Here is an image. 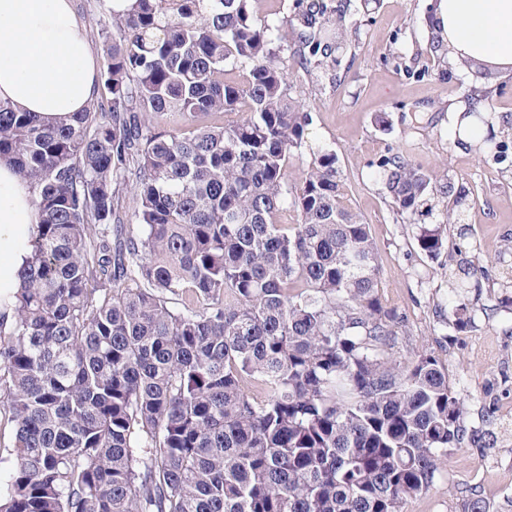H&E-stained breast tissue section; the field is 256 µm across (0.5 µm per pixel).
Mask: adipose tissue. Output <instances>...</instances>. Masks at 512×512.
Wrapping results in <instances>:
<instances>
[{
	"mask_svg": "<svg viewBox=\"0 0 512 512\" xmlns=\"http://www.w3.org/2000/svg\"><path fill=\"white\" fill-rule=\"evenodd\" d=\"M436 20L453 64L512 73V0H439ZM98 70L72 0H0V100L45 122L93 102ZM35 188L0 158V295L19 286L37 223Z\"/></svg>",
	"mask_w": 512,
	"mask_h": 512,
	"instance_id": "1",
	"label": "adipose tissue"
}]
</instances>
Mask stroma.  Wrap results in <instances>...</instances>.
<instances>
[{"instance_id": "obj_1", "label": "stroma", "mask_w": 512, "mask_h": 512, "mask_svg": "<svg viewBox=\"0 0 512 512\" xmlns=\"http://www.w3.org/2000/svg\"><path fill=\"white\" fill-rule=\"evenodd\" d=\"M438 0H352L359 29L336 71L314 81L289 77L290 94L313 115L312 147L335 152L348 204L366 221L380 264V292L407 318L396 359L413 352L436 357L477 424L486 402H495V448L452 452L426 493L410 499L404 512H458L469 493L489 512H512V288L485 283L470 331L447 325L459 275L446 256L432 257L418 242L420 227L440 229L447 247H475L491 275L512 273V135L502 159L488 157L477 143L455 141L448 108L463 101L471 72L440 67L428 52L425 17ZM86 27L98 71H106V38L116 19L101 0H73ZM487 111L512 128V73L485 70ZM403 155L419 164L434 184L464 186L469 197L461 223H447L445 198L430 214L404 217L393 211L379 164Z\"/></svg>"}]
</instances>
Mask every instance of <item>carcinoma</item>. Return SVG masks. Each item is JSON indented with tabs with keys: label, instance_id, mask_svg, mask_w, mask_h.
<instances>
[{
	"label": "carcinoma",
	"instance_id": "obj_1",
	"mask_svg": "<svg viewBox=\"0 0 512 512\" xmlns=\"http://www.w3.org/2000/svg\"><path fill=\"white\" fill-rule=\"evenodd\" d=\"M251 2L136 0L112 37L106 112L49 125L0 101V157L36 186L38 215L21 286L0 297V512H404L452 451L495 447L493 411L469 425L435 357L393 358L406 318L379 291L336 153L311 148L312 114L289 93L288 72L340 65L350 0H296L286 31ZM481 102L471 89L467 115L498 158ZM169 114L180 128L151 123ZM380 168L400 215L437 193L449 223L465 205L404 156ZM418 241L444 249L435 228ZM463 271L457 333L489 279Z\"/></svg>",
	"mask_w": 512,
	"mask_h": 512
}]
</instances>
